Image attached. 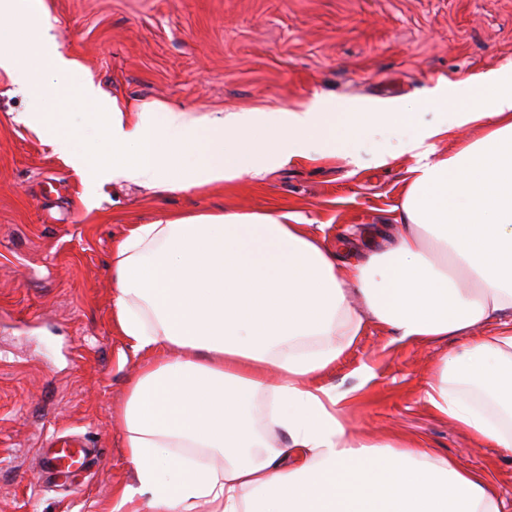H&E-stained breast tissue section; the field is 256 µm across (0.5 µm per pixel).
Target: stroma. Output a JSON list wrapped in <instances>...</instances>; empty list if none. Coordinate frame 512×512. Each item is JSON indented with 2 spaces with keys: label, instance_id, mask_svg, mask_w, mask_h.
I'll return each instance as SVG.
<instances>
[{
  "label": "stroma",
  "instance_id": "35a3bbf8",
  "mask_svg": "<svg viewBox=\"0 0 512 512\" xmlns=\"http://www.w3.org/2000/svg\"><path fill=\"white\" fill-rule=\"evenodd\" d=\"M57 50L81 65L105 101L129 112L275 111L323 96L368 111L417 112L438 82L512 67V0H43ZM26 100L0 70V512H112L130 484L114 418L140 362H120L112 327V243L131 224L227 208H287L326 225V244L364 249L392 223L414 159L378 165L397 133L363 139L326 160L295 158L264 180L164 192L104 185L85 201L78 175L18 122ZM456 337L398 342L380 327L323 375L355 390L347 418L376 439L401 436L495 477L512 501V458L475 448L422 398ZM376 378L360 385L356 368ZM76 434L100 451L95 468L50 480L47 439Z\"/></svg>",
  "mask_w": 512,
  "mask_h": 512
}]
</instances>
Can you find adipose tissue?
Segmentation results:
<instances>
[{"instance_id":"ef3b65f1","label":"adipose tissue","mask_w":512,"mask_h":512,"mask_svg":"<svg viewBox=\"0 0 512 512\" xmlns=\"http://www.w3.org/2000/svg\"><path fill=\"white\" fill-rule=\"evenodd\" d=\"M0 69L30 101L21 120L96 188L189 191L264 179L313 142L409 130L380 156L412 154L396 232L341 262L325 227L283 208L227 210L128 225L112 244V320L141 359L117 412L135 480L126 512H505L490 474L459 469L420 443L378 442L345 418L346 393L322 383L366 323L399 342L456 336L423 399L478 445L512 455V70L439 87L432 125L412 113L321 102L279 112L192 115L164 105L96 111L80 65L54 49L30 0H0ZM92 104L104 127L83 150L65 106L48 110L46 73ZM479 128L455 152L436 142ZM478 212L474 224L459 214ZM270 398L271 446L257 425ZM191 448L220 457L198 465Z\"/></svg>"}]
</instances>
